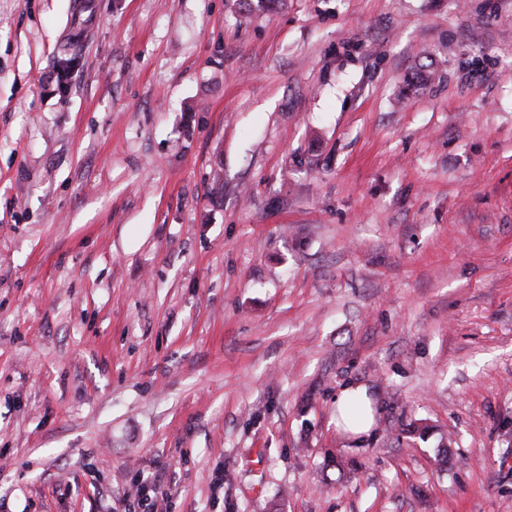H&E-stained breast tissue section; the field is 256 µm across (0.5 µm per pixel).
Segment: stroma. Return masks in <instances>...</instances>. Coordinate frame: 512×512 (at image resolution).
<instances>
[{"label":"stroma","instance_id":"obj_1","mask_svg":"<svg viewBox=\"0 0 512 512\" xmlns=\"http://www.w3.org/2000/svg\"><path fill=\"white\" fill-rule=\"evenodd\" d=\"M139 475L512 512V0H0V512ZM374 416L365 386H345L336 398V427L351 437L369 434Z\"/></svg>","mask_w":512,"mask_h":512}]
</instances>
